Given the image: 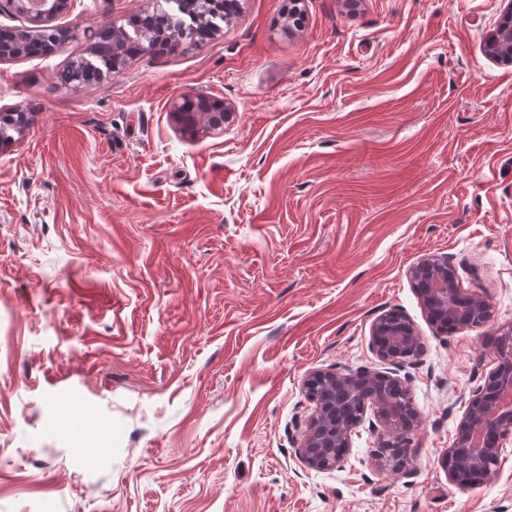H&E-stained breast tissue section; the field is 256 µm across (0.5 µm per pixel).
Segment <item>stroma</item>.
<instances>
[{
	"mask_svg": "<svg viewBox=\"0 0 512 512\" xmlns=\"http://www.w3.org/2000/svg\"><path fill=\"white\" fill-rule=\"evenodd\" d=\"M241 0L214 38L79 90L83 32L171 0H74L76 34L0 63V512H512L441 457L512 324V64L484 43L503 0ZM236 115L183 132L172 101ZM452 256L494 318L436 335L407 277ZM424 342L411 474L357 429L303 468L314 369L377 366L375 317Z\"/></svg>",
	"mask_w": 512,
	"mask_h": 512,
	"instance_id": "35a3bbf8",
	"label": "stroma"
}]
</instances>
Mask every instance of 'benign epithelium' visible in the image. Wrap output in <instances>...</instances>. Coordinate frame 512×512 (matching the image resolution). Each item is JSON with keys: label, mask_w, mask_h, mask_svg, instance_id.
I'll return each mask as SVG.
<instances>
[{"label": "benign epithelium", "mask_w": 512, "mask_h": 512, "mask_svg": "<svg viewBox=\"0 0 512 512\" xmlns=\"http://www.w3.org/2000/svg\"><path fill=\"white\" fill-rule=\"evenodd\" d=\"M73 0H9L13 10L27 18L28 26L0 30V63L26 54V46L39 38L58 42L73 37L71 29L54 24L67 15ZM168 19L146 11L129 32L112 24L87 35V63L117 74L126 64L120 44L134 40L155 52L171 45L165 39ZM487 58L512 63V2L504 19L485 46ZM171 112L186 132L224 133V124L234 110L203 93L176 98ZM407 276L420 298L426 318L436 334L450 336L481 327L493 318L484 288L462 286L455 263L446 254L430 253L409 267ZM371 348L380 367L315 369L308 372L302 388L314 405V413L299 425L300 441L295 453L307 469L318 471L343 466L352 450V435L373 415L370 427L378 431L372 456L385 471H406L413 459V443L420 418L413 406L410 375L405 369L416 364L423 350L416 324L400 310H384L372 322ZM512 324L499 329L495 366L476 387L457 427L442 464L448 479L461 482L467 471L485 482L498 473L506 444H512Z\"/></svg>", "instance_id": "obj_1"}]
</instances>
